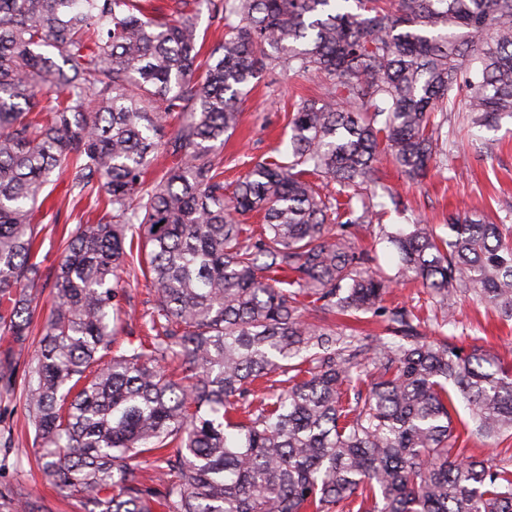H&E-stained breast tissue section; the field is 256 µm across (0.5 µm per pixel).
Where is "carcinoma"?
I'll use <instances>...</instances> for the list:
<instances>
[{
  "mask_svg": "<svg viewBox=\"0 0 512 512\" xmlns=\"http://www.w3.org/2000/svg\"><path fill=\"white\" fill-rule=\"evenodd\" d=\"M349 2L173 0L167 19L141 0H0V394L22 388L44 475L86 512H512V469L465 456L452 416L460 398L477 435L511 437L512 369L405 307L383 336L326 323L381 314L409 276L450 325L463 292L512 320V209L391 231L402 196H357L383 156L411 180L446 166L463 94L471 126L512 119V0ZM202 5L224 27L203 61ZM266 71L321 93L295 104L286 155L230 191L215 146ZM55 172L102 211L62 238L36 340ZM359 224L380 225L396 277L371 269ZM133 261L153 296L135 339Z\"/></svg>",
  "mask_w": 512,
  "mask_h": 512,
  "instance_id": "obj_1",
  "label": "carcinoma"
}]
</instances>
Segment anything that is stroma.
<instances>
[{
  "mask_svg": "<svg viewBox=\"0 0 512 512\" xmlns=\"http://www.w3.org/2000/svg\"><path fill=\"white\" fill-rule=\"evenodd\" d=\"M319 91L316 78L265 73L245 97L239 126L219 152L225 182L236 181L255 159L271 155L285 136L294 103ZM468 130V125L451 124L449 138L453 145L447 170L430 171L420 183H409L391 162L383 164L384 185L401 193L413 215L427 223L443 226L449 213L455 211L493 218L501 209L512 207V119L503 120L498 129L479 130L475 144ZM93 209L90 198L72 209H45L39 255L44 270H51L59 260L63 229L74 228L81 215ZM453 303L457 324L447 327V334L465 348L482 349L487 356L512 365V322L501 321L491 308L469 294L455 296ZM0 416L7 418L12 437L9 452L0 457V484L43 501L52 512H85L79 499L64 497L52 489L36 465L33 433L27 428L18 396H0Z\"/></svg>",
  "mask_w": 512,
  "mask_h": 512,
  "instance_id": "1",
  "label": "stroma"
}]
</instances>
